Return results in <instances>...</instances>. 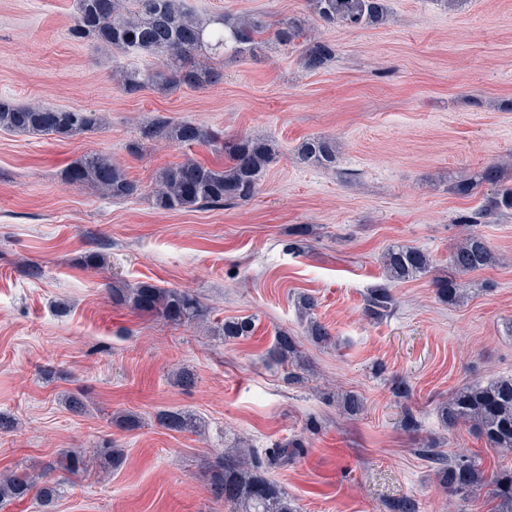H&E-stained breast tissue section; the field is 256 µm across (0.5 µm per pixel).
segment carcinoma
<instances>
[{
	"mask_svg": "<svg viewBox=\"0 0 512 512\" xmlns=\"http://www.w3.org/2000/svg\"><path fill=\"white\" fill-rule=\"evenodd\" d=\"M318 19L348 28L380 26L388 18L387 0H308ZM302 21L290 18L274 26L261 15L233 16L227 12L202 16L187 9L181 0H76L72 38H90L112 48L114 52L139 51L163 59L160 68L125 67L119 71V87L128 95L151 85L157 88L204 87L218 80L220 73L197 58L224 55L231 49L236 55L256 56L272 41L282 46L304 36ZM335 55L331 44L305 40L301 52L303 66L315 71ZM102 116L82 108L53 109L38 104L23 105L0 98V131L51 135L58 140L71 139L102 126ZM165 140L178 146H210L224 152L227 163L213 167L187 160L165 168L153 191L154 204L163 210L191 211L206 205L247 202L257 191L259 180L273 159L272 147L264 140L240 134L225 139L221 134L189 121L175 122L156 117L140 129V142ZM305 162L325 169L336 167V143L325 136L302 141L297 146ZM69 184H89L114 200H126L139 194L140 186L125 169L102 152L81 156L63 172ZM491 187L484 204L462 214L458 223L489 224L491 219L512 215V181L503 169L490 164L455 181L451 191L462 197L476 195L483 186ZM385 269L394 280H405L426 273L433 264L423 250L398 244L382 256ZM450 262L454 273L467 274L499 263L496 253L485 240L470 232L456 245ZM438 293L450 300L462 298V286L455 277L436 281ZM112 301L149 313L171 322L192 323L210 314L200 297L182 288H161L139 282L130 288L112 287ZM395 305L391 289L379 285L367 294V311L382 318ZM226 339L250 335L248 318L226 321L220 326ZM269 357L284 363L299 357L296 340L286 333L277 336L268 351ZM447 427L468 425L492 448L512 452V378L486 384L475 383L452 393L448 401L437 406ZM159 422L171 430L192 428L190 417L175 411L159 414ZM303 452V443L294 440L277 445L261 457L251 448H229L208 463V481L214 499L231 506V512H298L281 486L267 476V468L288 462ZM418 452L440 465V482L453 495L464 496L477 487L488 486L497 501V512H512V471L502 470L487 476L479 463L470 457L445 459L431 447ZM96 459L114 468L124 461L121 448H99ZM62 467L71 475L87 468L86 457L73 452L65 455ZM48 472L14 471L0 475V502L22 499Z\"/></svg>",
	"mask_w": 512,
	"mask_h": 512,
	"instance_id": "obj_1",
	"label": "carcinoma"
}]
</instances>
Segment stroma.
<instances>
[{"label":"stroma","mask_w":512,"mask_h":512,"mask_svg":"<svg viewBox=\"0 0 512 512\" xmlns=\"http://www.w3.org/2000/svg\"><path fill=\"white\" fill-rule=\"evenodd\" d=\"M380 27L308 20V36L333 45L323 68L303 67L297 45L269 44L258 58L212 59L220 80L203 88L119 87L115 69L155 65L94 40L70 37L74 0H0V96L21 104L99 112L101 129L63 142L0 131V473L40 472L66 451L106 443L125 450L117 470L91 468L0 503V512H230L214 501L206 466L236 446L257 453L302 439L304 451L270 476L300 512H492L487 489L449 497L418 453L436 439L444 456L474 457L486 472L512 469L436 407L470 384L512 376V216L476 225L502 263L461 275L449 303L436 279L467 232L458 218L482 195L449 186L461 174L512 164V0H387ZM200 14L306 17V0H184ZM232 137L270 141L275 156L248 202L165 211L152 200L160 171L194 159L225 162L209 148L140 145L157 116ZM335 138L336 166L301 161L305 138ZM110 154L141 188L115 201L63 171L87 152ZM306 227L296 240L295 227ZM430 254L429 272L389 281L385 250ZM102 255V264L88 255ZM184 288L210 307L209 321L176 323L113 304L112 285ZM389 284L390 315L365 311L370 288ZM331 334L305 337L308 316ZM252 317L250 336L225 342L217 320ZM298 342L296 380L266 353L278 332ZM189 371L191 383L179 380ZM408 390L399 401L392 388ZM360 396L357 415L336 402ZM77 396L85 407L71 411ZM410 407L418 432L401 424ZM182 412L171 431L159 412Z\"/></svg>","instance_id":"stroma-1"}]
</instances>
